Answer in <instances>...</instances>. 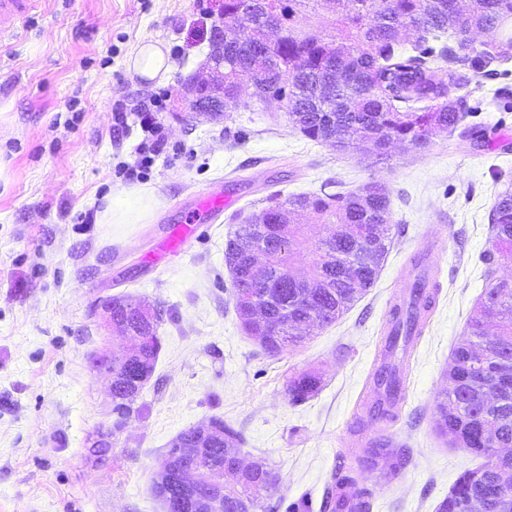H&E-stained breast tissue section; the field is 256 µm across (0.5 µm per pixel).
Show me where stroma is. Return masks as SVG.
Returning a JSON list of instances; mask_svg holds the SVG:
<instances>
[{
    "instance_id": "1",
    "label": "stroma",
    "mask_w": 512,
    "mask_h": 512,
    "mask_svg": "<svg viewBox=\"0 0 512 512\" xmlns=\"http://www.w3.org/2000/svg\"><path fill=\"white\" fill-rule=\"evenodd\" d=\"M224 0H39L0 40V512H164L155 473L180 432L224 418L244 436V460L278 473L288 504L320 503L343 455H360L376 430L368 405L390 309L410 283L414 257L431 264L440 291L402 359L399 417L386 424L411 451L399 476L360 472L372 512H435L458 476L480 465L435 429L436 401L467 319L491 277V210L512 183V59L477 74L474 143L443 134L426 150L397 144L386 159L336 152L304 136L286 112L242 98L218 118L188 112L184 83L200 74ZM161 42L171 66L141 82L127 68L135 46ZM167 89L158 118L170 148L144 186L143 219L109 224L100 214L119 173L134 164L143 134L116 129L112 107ZM378 180L390 194L393 244L372 288L336 322L301 345L266 353L241 327L230 299L224 247L234 225L259 214L268 195L346 193ZM219 188L234 208L198 225L176 257L153 263L158 244L190 216L197 195ZM94 211L95 223H78ZM131 296L166 312L153 375L120 430L112 428L107 379L93 354L111 350L102 300ZM318 371L319 394L286 395L291 374ZM111 431L105 460L87 457L98 430Z\"/></svg>"
}]
</instances>
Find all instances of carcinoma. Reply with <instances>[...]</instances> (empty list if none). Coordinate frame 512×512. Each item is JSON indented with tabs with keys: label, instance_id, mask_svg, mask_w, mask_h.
<instances>
[{
	"label": "carcinoma",
	"instance_id": "carcinoma-1",
	"mask_svg": "<svg viewBox=\"0 0 512 512\" xmlns=\"http://www.w3.org/2000/svg\"><path fill=\"white\" fill-rule=\"evenodd\" d=\"M311 3L322 4L333 15L335 33L314 36L298 28L299 14ZM281 15L275 41L265 32ZM224 104H237L240 83L247 79L252 100L262 106L286 102L294 128L306 138L327 143L338 152L366 146L378 158L401 143L417 150L429 147L443 133L455 131L466 111L459 101L468 98L472 73L512 56V0H224ZM494 28L496 42L483 43L461 59V67L440 69L425 64L435 56L429 39L456 37L470 45L467 33ZM420 33L409 55L401 47L402 31ZM327 227L304 275L292 272L305 250L303 225L285 220L303 212ZM390 197L387 187L370 181L348 193L325 190L293 195L285 200L269 197L256 219L239 224L228 236L224 255L235 254L228 265L235 311L244 331L259 339L271 355L304 340L298 332L334 323L375 283L391 245L387 233ZM498 260L512 263V186L501 191L491 217ZM243 239L255 248H240ZM142 301L112 299L115 340L144 336L133 353H112V368L123 387L112 392L115 428L124 425L144 384L136 382L140 358L154 369L160 342L157 336L164 311L153 307V319L140 311ZM423 323L414 305L396 307L381 351L382 376L388 406L377 414L379 422L398 415L401 376L392 363L399 343H408ZM449 388L436 406L437 431L456 448H466L484 459L462 473L436 512H507L512 510V457L499 448H512V279H497L485 289L454 348L448 370ZM322 377L305 371L289 377L286 394L295 404L317 395ZM211 434L192 427L169 443L160 466L162 481L154 492L171 512H250L265 495L277 490L279 477L263 458L237 470L241 433L221 417L209 420ZM198 448L195 465L201 479L217 481L230 475L224 497L214 501L201 488L184 484L172 458L175 445ZM410 450L385 437H375L365 456L336 467L321 505V512H340V500L355 494L354 512H370L371 494L357 487V474L384 462L398 473L410 462Z\"/></svg>",
	"mask_w": 512,
	"mask_h": 512
}]
</instances>
